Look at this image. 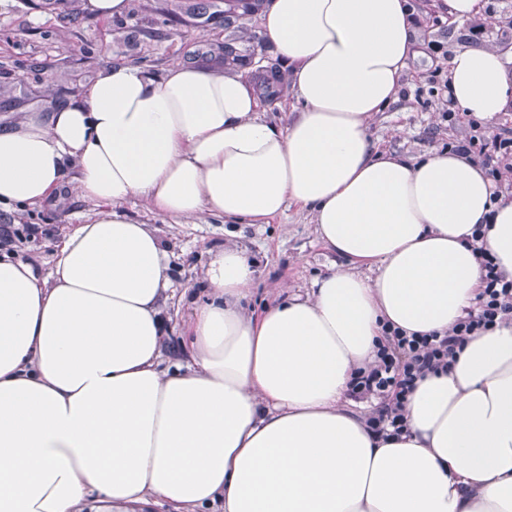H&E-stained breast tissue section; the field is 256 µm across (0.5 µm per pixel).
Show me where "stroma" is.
<instances>
[{
	"instance_id": "stroma-1",
	"label": "stroma",
	"mask_w": 512,
	"mask_h": 512,
	"mask_svg": "<svg viewBox=\"0 0 512 512\" xmlns=\"http://www.w3.org/2000/svg\"><path fill=\"white\" fill-rule=\"evenodd\" d=\"M269 0H128L127 11L97 17L83 0H0V126L26 112L48 113L82 98L101 72L123 64L158 78L172 68L223 62L225 46L249 55L251 84L269 119L287 125L293 118L281 85L265 88L262 76L288 69L270 39L260 32V14ZM416 29L417 52L400 79L398 99L377 113L369 136L378 149L417 156L446 151L450 142L469 135L467 123L449 124L443 81L427 84L434 70H446L454 51L493 43L512 46V17L503 15L474 37L470 24L449 18L443 0H407ZM93 204L60 186L47 203L8 215L0 225H40L37 237L13 242L11 252L52 268L53 252L70 226L94 213ZM120 213L153 230L171 256L174 288H195L202 281L211 252L237 243L254 261L249 309L261 310L277 300L282 286L302 291L332 262L314 233L308 211L292 205L267 224L229 227L223 218L205 223L180 222L151 211L135 196Z\"/></svg>"
}]
</instances>
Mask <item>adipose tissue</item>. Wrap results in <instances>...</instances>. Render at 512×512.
Listing matches in <instances>:
<instances>
[{
    "mask_svg": "<svg viewBox=\"0 0 512 512\" xmlns=\"http://www.w3.org/2000/svg\"><path fill=\"white\" fill-rule=\"evenodd\" d=\"M262 32L299 110L284 127L240 74L104 72L49 118L0 127V208L63 179L100 212L49 273L0 255V512H512V321L481 332L409 395L384 438L343 398L389 324L446 333L476 303L482 244L512 279V198L457 154L379 150L368 127L414 47L405 0H270ZM506 52L457 49L454 104L512 107ZM266 224L308 210L343 267L249 313L254 264L213 253L183 359L161 361L167 250L117 208Z\"/></svg>",
    "mask_w": 512,
    "mask_h": 512,
    "instance_id": "obj_1",
    "label": "adipose tissue"
}]
</instances>
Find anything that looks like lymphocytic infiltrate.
Listing matches in <instances>:
<instances>
[{
	"label": "lymphocytic infiltrate",
	"mask_w": 512,
	"mask_h": 512,
	"mask_svg": "<svg viewBox=\"0 0 512 512\" xmlns=\"http://www.w3.org/2000/svg\"><path fill=\"white\" fill-rule=\"evenodd\" d=\"M452 150L480 159L492 177H499L504 169L512 172V136L488 141L473 135L457 142ZM478 259L482 289L475 306L467 309L451 333L409 335L397 328H384L374 366L353 373L350 396L376 403L368 419L373 432L381 434L390 429L402 434L407 426L405 403L417 380L429 372L450 370L458 351L475 335L512 319V280L499 271L494 256L486 249H479Z\"/></svg>",
	"instance_id": "f902f5d3"
}]
</instances>
